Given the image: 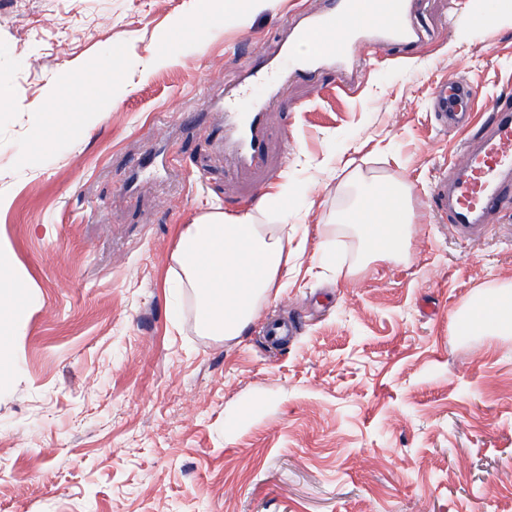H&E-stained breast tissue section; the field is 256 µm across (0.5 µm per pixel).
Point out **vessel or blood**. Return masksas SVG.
I'll return each instance as SVG.
<instances>
[{"mask_svg": "<svg viewBox=\"0 0 512 512\" xmlns=\"http://www.w3.org/2000/svg\"><path fill=\"white\" fill-rule=\"evenodd\" d=\"M330 6L309 22L296 26L298 41L320 39L321 44L302 64L308 72L326 64L343 71L356 62L365 47L385 42H412L418 32L408 18L407 0H329ZM251 82L224 100L225 114L234 117L231 129L240 159L247 164L260 160L265 150L264 125L269 111L266 98L256 96L255 87L273 86L276 73L251 68ZM437 120L447 126L449 117L468 118L472 98L458 82H440L434 92ZM486 131L468 147L463 166L452 177L434 182L430 198L437 213L448 219L457 232L470 235L512 193V97L493 99Z\"/></svg>", "mask_w": 512, "mask_h": 512, "instance_id": "vessel-or-blood-1", "label": "vessel or blood"}]
</instances>
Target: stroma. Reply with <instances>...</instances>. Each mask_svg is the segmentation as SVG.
Listing matches in <instances>:
<instances>
[{
  "label": "stroma",
  "instance_id": "stroma-1",
  "mask_svg": "<svg viewBox=\"0 0 512 512\" xmlns=\"http://www.w3.org/2000/svg\"><path fill=\"white\" fill-rule=\"evenodd\" d=\"M409 3L426 40L343 78L288 72V29L323 0L238 24L216 4L184 39L195 0H0V246L27 287L23 322L0 313V512H512V335L454 327L512 282V195L470 237L428 205L482 133L441 130L433 88L466 81L478 114L512 94V25ZM249 56L285 77L245 168L224 98ZM379 180L411 185L415 221L370 261L335 218ZM214 208L304 242L223 340L170 285L180 230ZM276 318L298 330L272 349Z\"/></svg>",
  "mask_w": 512,
  "mask_h": 512
}]
</instances>
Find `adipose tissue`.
Returning a JSON list of instances; mask_svg holds the SVG:
<instances>
[{"label":"adipose tissue","mask_w":512,"mask_h":512,"mask_svg":"<svg viewBox=\"0 0 512 512\" xmlns=\"http://www.w3.org/2000/svg\"><path fill=\"white\" fill-rule=\"evenodd\" d=\"M409 196L408 185H384L359 197L336 221L353 225L368 257L393 253L414 219ZM287 239V225L256 223L249 212L228 216L214 210L184 225L174 253L181 272L173 285L193 289L204 335L231 338L245 330L260 301L288 275ZM457 325L466 333L511 336L512 284L499 287L493 299L475 297Z\"/></svg>","instance_id":"obj_1"}]
</instances>
